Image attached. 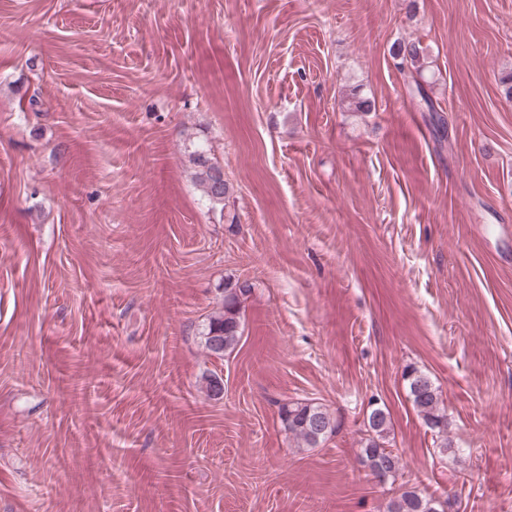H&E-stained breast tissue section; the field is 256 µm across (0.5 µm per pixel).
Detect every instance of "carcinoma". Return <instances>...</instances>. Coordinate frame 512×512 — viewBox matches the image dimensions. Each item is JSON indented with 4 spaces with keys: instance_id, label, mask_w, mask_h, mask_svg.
Segmentation results:
<instances>
[{
    "instance_id": "carcinoma-1",
    "label": "carcinoma",
    "mask_w": 512,
    "mask_h": 512,
    "mask_svg": "<svg viewBox=\"0 0 512 512\" xmlns=\"http://www.w3.org/2000/svg\"><path fill=\"white\" fill-rule=\"evenodd\" d=\"M392 54L401 59V65L416 74L412 88L414 98L429 112L436 108L425 92L420 79L430 68L427 49L418 41H397ZM211 149L204 142H193L189 149V162L194 166V179L201 187L203 196L213 209L226 208L230 186L224 180L223 169L212 162ZM249 288L242 284H225L222 306L208 319L201 332L203 345L212 356L224 357L232 352L241 338L242 297ZM408 396L424 424L440 439L439 453L452 450L448 440V414L442 395L432 379L416 368L405 372ZM389 413L376 407L366 414L367 438L362 446V462L381 479L395 477L402 469L398 455L385 446L390 429ZM280 419L288 437L299 448H316L336 429L335 421L326 408L312 402H290L280 409ZM386 512H444L442 505L432 497L405 490L393 497Z\"/></svg>"
}]
</instances>
